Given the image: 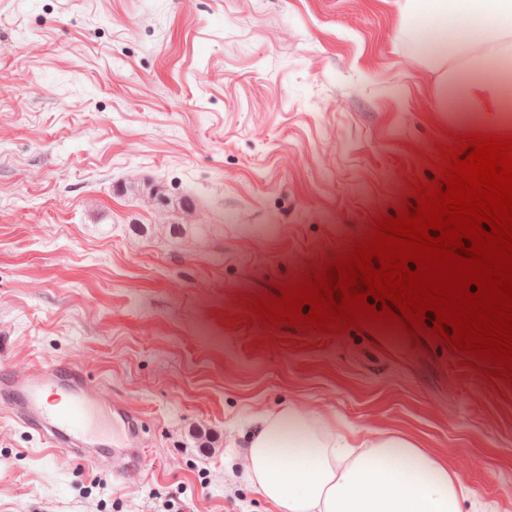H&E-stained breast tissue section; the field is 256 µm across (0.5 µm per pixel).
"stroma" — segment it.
Segmentation results:
<instances>
[{
	"label": "stroma",
	"instance_id": "obj_1",
	"mask_svg": "<svg viewBox=\"0 0 512 512\" xmlns=\"http://www.w3.org/2000/svg\"><path fill=\"white\" fill-rule=\"evenodd\" d=\"M402 0H0V371L65 363L142 419V471L0 400V512H273L248 421L403 436L512 512V385L378 326H263L250 296L434 179L458 128Z\"/></svg>",
	"mask_w": 512,
	"mask_h": 512
}]
</instances>
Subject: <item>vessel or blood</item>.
Returning a JSON list of instances; mask_svg holds the SVG:
<instances>
[{
  "instance_id": "1",
  "label": "vessel or blood",
  "mask_w": 512,
  "mask_h": 512,
  "mask_svg": "<svg viewBox=\"0 0 512 512\" xmlns=\"http://www.w3.org/2000/svg\"><path fill=\"white\" fill-rule=\"evenodd\" d=\"M0 397L6 398L13 415L49 443L67 442L78 448H103L108 458L122 460L127 475L143 465L141 421L122 404L104 405L97 386L81 372L59 364L25 372L0 374ZM108 407L113 419L123 424L120 440L91 432L94 409Z\"/></svg>"
}]
</instances>
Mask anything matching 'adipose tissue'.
I'll list each match as a JSON object with an SVG mask.
<instances>
[{
  "label": "adipose tissue",
  "mask_w": 512,
  "mask_h": 512,
  "mask_svg": "<svg viewBox=\"0 0 512 512\" xmlns=\"http://www.w3.org/2000/svg\"><path fill=\"white\" fill-rule=\"evenodd\" d=\"M408 40L435 48L434 109L458 124L496 115L512 130V0H405ZM245 478L276 512H459L453 472L399 436L353 445L332 423L293 407L259 418L246 437Z\"/></svg>",
  "instance_id": "adipose-tissue-1"
}]
</instances>
